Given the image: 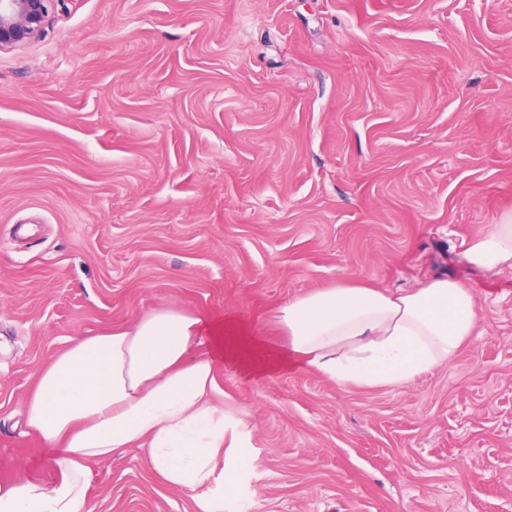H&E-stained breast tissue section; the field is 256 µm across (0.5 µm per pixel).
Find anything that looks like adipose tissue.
Masks as SVG:
<instances>
[{
    "label": "adipose tissue",
    "instance_id": "obj_1",
    "mask_svg": "<svg viewBox=\"0 0 512 512\" xmlns=\"http://www.w3.org/2000/svg\"><path fill=\"white\" fill-rule=\"evenodd\" d=\"M483 270L512 267V215L464 250ZM281 332L236 314L190 313L166 302L126 326L73 338L39 372L26 426L45 446L51 478L0 482V512H95L94 467L146 449L169 486L195 490V512H224L226 466L247 439L246 410L219 383L225 362L262 375L315 372L341 386H401L456 355L480 320L472 290L437 276L414 288L352 283L288 300Z\"/></svg>",
    "mask_w": 512,
    "mask_h": 512
}]
</instances>
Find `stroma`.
I'll list each match as a JSON object with an SVG mask.
<instances>
[{"label": "stroma", "mask_w": 512, "mask_h": 512, "mask_svg": "<svg viewBox=\"0 0 512 512\" xmlns=\"http://www.w3.org/2000/svg\"><path fill=\"white\" fill-rule=\"evenodd\" d=\"M0 50V480L39 370L156 305L265 318L355 279L466 283L478 330L384 389L225 365L224 512H512V0H50ZM96 512H194L130 448ZM464 259L483 270L512 267V214L501 224H490L472 239L464 250Z\"/></svg>", "instance_id": "1"}]
</instances>
